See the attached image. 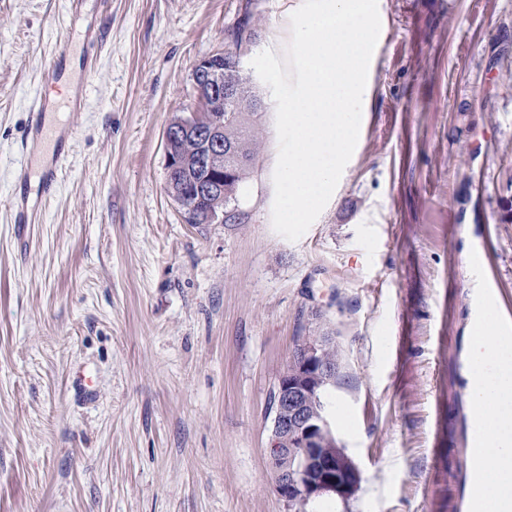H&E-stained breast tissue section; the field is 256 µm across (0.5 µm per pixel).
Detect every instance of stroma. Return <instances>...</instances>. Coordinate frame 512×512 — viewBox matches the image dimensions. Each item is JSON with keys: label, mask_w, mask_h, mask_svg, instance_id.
Here are the masks:
<instances>
[{"label": "stroma", "mask_w": 512, "mask_h": 512, "mask_svg": "<svg viewBox=\"0 0 512 512\" xmlns=\"http://www.w3.org/2000/svg\"><path fill=\"white\" fill-rule=\"evenodd\" d=\"M250 4L244 62L288 43L290 0H0V512H467L466 266L484 246L512 299V0H382L375 91L328 202L272 227L276 104L240 224H187L163 134L192 68ZM84 97L58 186L18 183L47 63ZM35 203L17 224L9 197ZM320 313L325 394L361 473L305 510L272 482L273 394Z\"/></svg>", "instance_id": "1"}]
</instances>
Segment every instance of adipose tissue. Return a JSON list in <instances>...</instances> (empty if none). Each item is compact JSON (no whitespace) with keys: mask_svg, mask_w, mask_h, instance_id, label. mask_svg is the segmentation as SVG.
Wrapping results in <instances>:
<instances>
[{"mask_svg":"<svg viewBox=\"0 0 512 512\" xmlns=\"http://www.w3.org/2000/svg\"><path fill=\"white\" fill-rule=\"evenodd\" d=\"M469 356L474 365L468 374L473 411L490 424L489 475L473 494L489 504L490 512H512V341L480 337Z\"/></svg>","mask_w":512,"mask_h":512,"instance_id":"adipose-tissue-1","label":"adipose tissue"}]
</instances>
